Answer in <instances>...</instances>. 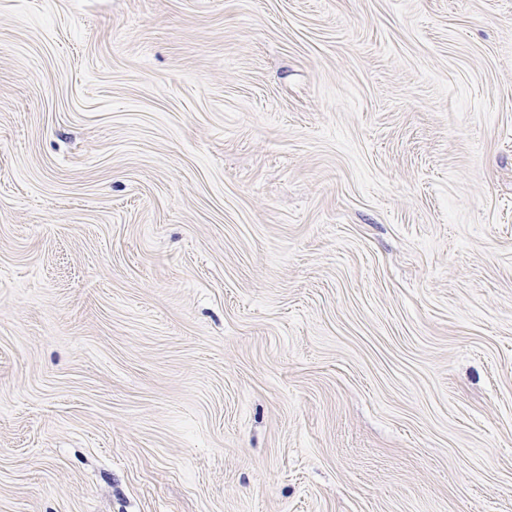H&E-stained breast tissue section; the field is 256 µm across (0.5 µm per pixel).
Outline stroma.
<instances>
[{
	"mask_svg": "<svg viewBox=\"0 0 512 512\" xmlns=\"http://www.w3.org/2000/svg\"><path fill=\"white\" fill-rule=\"evenodd\" d=\"M0 512H512V0H0Z\"/></svg>",
	"mask_w": 512,
	"mask_h": 512,
	"instance_id": "35a3bbf8",
	"label": "stroma"
}]
</instances>
